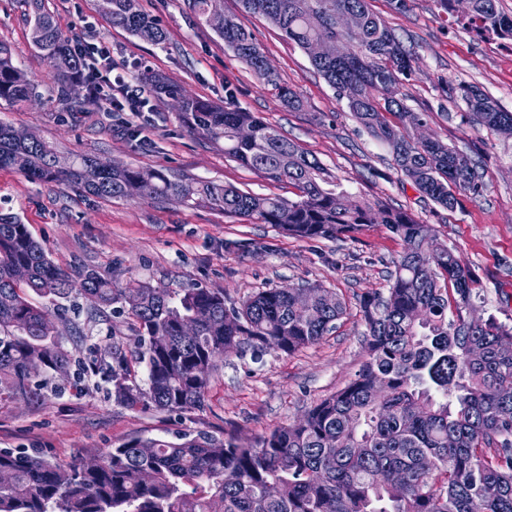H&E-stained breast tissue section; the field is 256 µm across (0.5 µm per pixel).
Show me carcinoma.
Masks as SVG:
<instances>
[{"mask_svg":"<svg viewBox=\"0 0 512 512\" xmlns=\"http://www.w3.org/2000/svg\"><path fill=\"white\" fill-rule=\"evenodd\" d=\"M32 41L46 62L64 112H87L96 100L77 85L81 60L44 10L25 0ZM105 18L138 39L162 45L167 33L138 0H101ZM216 0H192L198 19L270 85L291 110L300 93L281 83L253 34L232 15L215 24ZM266 17L304 51L333 38L341 51L310 56L357 123L390 148L397 172L437 206L452 209L457 194L481 195L484 184L470 155L440 140L412 141L408 131L426 113L404 103L403 87L416 76L414 52L369 8L368 0H240ZM441 12L479 37L512 40V15L500 0H436ZM360 16L358 30L337 27V14ZM161 98L180 103L192 131L224 156L286 181L297 198L253 194L234 186L186 178L168 168L108 163L64 154L27 139L0 121V169L55 183L104 201L149 199L207 207L254 224H271L306 240L343 241L382 224L403 243L387 288L359 298L365 323L364 360L347 383L297 421L255 443L184 432L178 441L134 436L105 451L95 465H61L36 452L0 449V512H512V324L486 313L479 279L442 243L432 224L378 199L341 188L319 159L253 112L235 105L226 86L224 107L188 97L158 73L144 75ZM39 84L16 65L0 42V100L17 105L39 96ZM460 94L475 126L512 129V112L474 86ZM393 120H388L387 116ZM250 131L242 139L239 132ZM65 301L105 321L123 316L135 331V350L106 346L112 362L80 360L30 293ZM347 303L319 283L261 288L241 305L224 294L189 285L177 291L131 277L113 284L92 267L73 274L56 265L28 225L0 213V401H37L51 381L80 393L98 376L112 383L124 406L168 413L200 410L220 362L247 351L258 359L290 355L334 331ZM481 316L472 329L469 316ZM482 351L478 360L470 351ZM77 366L76 376L68 368ZM141 366L146 382L132 377Z\"/></svg>","mask_w":512,"mask_h":512,"instance_id":"1","label":"carcinoma"}]
</instances>
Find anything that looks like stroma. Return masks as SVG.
<instances>
[{"label": "stroma", "instance_id": "stroma-1", "mask_svg": "<svg viewBox=\"0 0 512 512\" xmlns=\"http://www.w3.org/2000/svg\"><path fill=\"white\" fill-rule=\"evenodd\" d=\"M407 3V10L397 12L389 0H369L415 51L416 77L403 88L404 102L426 113L424 136L473 154L483 176L482 195L462 194L451 210L423 198L397 173L389 149L357 124L308 54L264 17L245 12L240 0H221V7L254 35L281 82L301 94L302 110H289L210 26L198 21L189 0H139L141 10L167 32L159 46L107 23L100 0H44V8L71 38L106 42L115 62L129 64L133 83L149 70L180 84L187 96L218 104L225 86L236 88L239 107L318 157L345 188L411 210L421 223L434 225L474 270L486 308L512 323V138L477 130L464 101L445 90L450 82L470 84L512 112V41L481 39L449 25L435 0ZM26 9L24 0H0V41L38 82L40 96L16 106L0 101V120L65 153L163 166L197 180L293 198L288 182L269 180L226 158L223 147L188 132L172 100H155L154 111L139 117L58 111L47 65L31 42ZM132 128L139 140H130ZM1 212L28 224L63 269L92 266L120 285L132 277L168 288L198 284L237 304L261 288L309 281L322 283L348 304L337 329L315 345L290 356L273 353L259 363L235 357L221 362L201 410L180 415L132 410L93 385L79 396L48 391L36 402L0 401V449L35 450L64 465L98 459L106 448L133 436L172 441L181 432H203L254 441L293 422L358 369L365 326L357 299L386 287L391 262L402 251L401 241L380 224L343 242L300 240L272 225L206 207L87 198L7 168L0 169Z\"/></svg>", "mask_w": 512, "mask_h": 512}]
</instances>
